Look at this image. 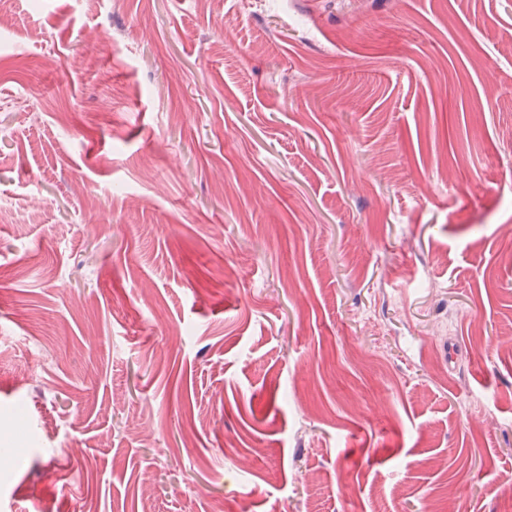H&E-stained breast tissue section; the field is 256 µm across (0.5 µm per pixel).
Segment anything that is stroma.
Wrapping results in <instances>:
<instances>
[{
  "mask_svg": "<svg viewBox=\"0 0 512 512\" xmlns=\"http://www.w3.org/2000/svg\"><path fill=\"white\" fill-rule=\"evenodd\" d=\"M511 130L512 0H0V512H512Z\"/></svg>",
  "mask_w": 512,
  "mask_h": 512,
  "instance_id": "obj_1",
  "label": "stroma"
}]
</instances>
